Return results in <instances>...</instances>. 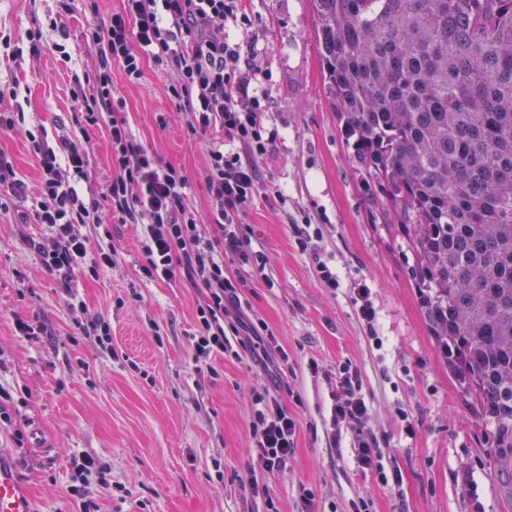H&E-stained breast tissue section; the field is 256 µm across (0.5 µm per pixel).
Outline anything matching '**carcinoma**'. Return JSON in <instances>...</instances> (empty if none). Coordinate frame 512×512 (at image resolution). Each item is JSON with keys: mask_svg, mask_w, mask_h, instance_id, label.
I'll use <instances>...</instances> for the list:
<instances>
[{"mask_svg": "<svg viewBox=\"0 0 512 512\" xmlns=\"http://www.w3.org/2000/svg\"><path fill=\"white\" fill-rule=\"evenodd\" d=\"M309 2L325 95L512 480V0Z\"/></svg>", "mask_w": 512, "mask_h": 512, "instance_id": "obj_1", "label": "carcinoma"}]
</instances>
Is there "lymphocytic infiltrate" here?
I'll return each instance as SVG.
<instances>
[{
  "mask_svg": "<svg viewBox=\"0 0 512 512\" xmlns=\"http://www.w3.org/2000/svg\"><path fill=\"white\" fill-rule=\"evenodd\" d=\"M229 21L249 24L247 0H122L121 10L108 24L88 26L84 33L96 61L74 78L68 130L53 144L43 134L25 130L17 88H0V134L24 132L40 175L33 208L15 213L14 201L25 196L26 186L0 152V218L14 215L20 223L45 227L44 236L30 240L31 249L64 285V304L80 337L94 339L103 354L112 355L109 324L90 312L70 286L74 276L95 279L116 264L117 252L94 191L77 189L90 165L88 131L107 125L111 214L119 223L141 226L142 274L153 280L183 276L200 295L197 329L191 336L196 371L207 368L214 355L246 351L271 382L254 397L250 422L254 453L271 468L287 459L296 433V422L277 393L288 355L263 319L242 301L239 281L224 274V261L230 257L250 264L256 273L265 269L264 253L241 234L239 219L260 191L253 160L268 151V106L256 97L246 107L236 100L247 92L242 76L245 50L226 37ZM148 59L176 70L178 80L169 94L189 113V133L218 140L208 152L213 232L201 228L186 204L187 176L179 168L161 165L138 143L123 114V101L112 93L113 67L136 82ZM368 415L357 368L339 365L333 423L355 429V462L361 473L376 475L384 485L399 482L400 471L383 465L376 436L364 428ZM71 464L70 495L78 500L80 512H99L89 487L106 486L107 465L85 453L73 457Z\"/></svg>",
  "mask_w": 512,
  "mask_h": 512,
  "instance_id": "1",
  "label": "lymphocytic infiltrate"
}]
</instances>
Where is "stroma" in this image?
<instances>
[{
  "label": "stroma",
  "mask_w": 512,
  "mask_h": 512,
  "mask_svg": "<svg viewBox=\"0 0 512 512\" xmlns=\"http://www.w3.org/2000/svg\"><path fill=\"white\" fill-rule=\"evenodd\" d=\"M56 0H0V28L25 41L42 26L38 58L0 57V81L27 89L26 126L55 138L69 118L73 73L91 63L82 33L107 23L121 0H76L67 21L71 63L54 49L47 30ZM253 24L227 27L231 41L250 47V95L268 102L271 151L255 164L261 187L281 193L273 206L257 196L243 229L265 253L262 274L225 259L226 274L245 278L239 293L273 330L288 354L281 381L296 421L294 451L269 469L250 448V406L267 379L247 354L213 356L195 372L190 337L199 294L183 279L150 282L139 273L141 231L110 224L117 263L98 279H74L73 291L111 325L115 357L93 340L72 342L70 314L58 279L25 243L38 224L0 220V357L5 376L27 389L17 428L40 424L52 452L15 447L0 430V448L16 458V472L37 512H77L66 493L72 456L89 453L110 468L111 490L95 488L100 512H347L368 501L370 512H512V486L502 482L494 424L474 407L431 335L411 269L414 255L378 188L354 160L344 128L323 87L316 18L309 0H250ZM175 79L166 66L146 62L141 81L112 71L136 137L189 177L186 202L209 224L208 151L187 131L188 116L168 95ZM89 180L103 194L112 177L106 126L90 129ZM28 194L39 171L22 133L0 134ZM309 221L321 234L317 255L302 251L293 225ZM335 268L339 287L320 280L317 261ZM366 283L376 311L374 331L356 313L352 289ZM36 321L45 336L16 335L15 318ZM352 362L370 406L367 429L377 437L385 466L401 481L380 484L361 475L356 432L342 426L333 445L330 421L336 365ZM412 415L406 434L403 415Z\"/></svg>",
  "instance_id": "1"
}]
</instances>
